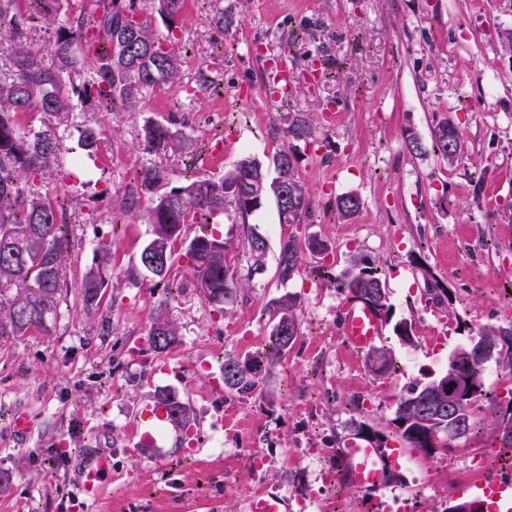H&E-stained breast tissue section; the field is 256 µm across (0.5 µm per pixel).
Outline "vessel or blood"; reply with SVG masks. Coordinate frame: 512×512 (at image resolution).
<instances>
[{
  "label": "vessel or blood",
  "mask_w": 512,
  "mask_h": 512,
  "mask_svg": "<svg viewBox=\"0 0 512 512\" xmlns=\"http://www.w3.org/2000/svg\"><path fill=\"white\" fill-rule=\"evenodd\" d=\"M267 68L274 96L285 98L291 94L300 77L289 68L285 56L268 59ZM338 333L347 347L361 352L375 345L384 334L379 315L362 301L348 300L343 306L338 323ZM170 423L169 409L160 401H151L137 418L138 447L143 451H160L164 431ZM342 461L340 479L354 489L360 499L375 501L387 497L390 491L388 455L383 449L361 438H351L338 448ZM112 473V454L97 448L88 449L81 458L74 488L85 503H93L100 496L104 483ZM483 498L492 512H507L512 507V481L508 479L484 483L474 491Z\"/></svg>",
  "instance_id": "vessel-or-blood-1"
}]
</instances>
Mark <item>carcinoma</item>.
Masks as SVG:
<instances>
[{"label":"carcinoma","mask_w":512,"mask_h":512,"mask_svg":"<svg viewBox=\"0 0 512 512\" xmlns=\"http://www.w3.org/2000/svg\"><path fill=\"white\" fill-rule=\"evenodd\" d=\"M183 7L184 0H110L88 14L77 0H0V28L8 26L9 37L0 53V293L13 292L0 307V337L22 338L48 330V324L58 319L63 298L71 291L84 310L93 312L101 307L108 288L109 249L98 246V263L75 284H69L63 274L64 258L71 248L67 208L60 195L39 190L46 173L69 162L63 136L48 119L73 112H134L141 108L147 90L161 84H182L185 60L173 33ZM149 8L160 16L167 34L148 24L145 10ZM41 22L53 26L51 64L46 63L35 43L34 34ZM28 112L45 117L42 128L23 125L21 115ZM185 128L174 119L165 124L146 122L142 128L143 150L150 155L190 153L193 141ZM74 129L78 147L92 157L102 141L99 127L83 120ZM286 137L304 142L314 138L310 123L301 113L288 115ZM430 137L428 146L410 133L405 148L415 156L433 152L450 164L464 152L460 132L446 120L433 125ZM297 162L292 146L287 145L266 162L245 156L222 175L197 176L172 188L167 167L155 161L145 164L139 184L125 192L129 211L139 209L144 199L148 202L145 217L150 238L139 254L136 271L164 281L174 278L176 245L186 236L187 225L200 224L202 229L186 245L194 284L211 306L222 311L234 304L243 285L224 259V239L216 236L209 224H218L225 217L246 224L270 196L280 213L295 201L296 217L292 222L306 223L312 214V201L298 174ZM243 171L260 178L251 190L239 184ZM361 208V198L354 193L336 197V214L342 220L352 219ZM267 247L266 238L250 229L243 248L253 265L263 262ZM304 249L320 255L329 252L328 246L314 237L302 244L289 240L279 264L281 282H288L298 270ZM336 288L350 298L365 301L372 297L373 308L384 314L385 321H391L385 274L372 258H355L352 268L336 278ZM425 296L426 302L436 305L451 301L448 289L438 282L427 286ZM298 305L297 295L292 293L267 303V344L254 352L224 356L226 392L253 394L258 380L269 375L286 356L300 333ZM393 332L404 344H414L411 322H396ZM147 341L155 353L163 355L180 339L177 328L158 316L150 326ZM505 346L512 352V320L470 330L467 343L456 347L449 358L464 370L484 373L489 363L484 350L499 351ZM365 365L379 379L389 377L395 369L391 354L382 347L366 351ZM438 381L437 377L415 384L400 394L392 434L354 418L349 423L352 435H371L380 445L393 438L400 447L415 448L431 457L450 450V428L461 426L465 438L474 434L484 402L496 415L497 424L512 417V400L502 403L484 380L477 382L472 394L461 398L453 411L443 410ZM155 398L166 403L173 425L191 426L193 411L175 390L160 389Z\"/></svg>","instance_id":"1"}]
</instances>
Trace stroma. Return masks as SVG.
I'll use <instances>...</instances> for the list:
<instances>
[{"label": "stroma", "mask_w": 512, "mask_h": 512, "mask_svg": "<svg viewBox=\"0 0 512 512\" xmlns=\"http://www.w3.org/2000/svg\"><path fill=\"white\" fill-rule=\"evenodd\" d=\"M228 21L215 31L210 19ZM186 54L184 85L148 91L136 112H95L110 128L107 167L84 160L68 194L69 281L94 262L97 245L111 253L109 285L98 311L64 301L50 332L0 338V512H71V476L85 448L112 451V476L86 512H246L260 493L284 497L291 512H357L353 490L324 487L335 470L334 448L364 416L390 431L396 400L413 383L443 374L449 354L470 329L512 319V0H187L176 31ZM288 57L304 69L320 55L325 77L274 98L260 57ZM335 126L322 123L327 105ZM301 112L316 129L299 145L298 172L309 189L310 223L284 224L266 200L247 224L224 220L227 262L246 276V291L219 311L192 281L173 288L134 267L149 237L144 219L124 213L123 198L139 180L146 120H189L196 143L194 171L219 175L244 155L282 149L278 130ZM448 119L466 150L454 163L435 154L410 155L407 134L429 140L435 120ZM362 200L358 215L338 220L337 196ZM256 227L268 243L264 270L249 273L241 241ZM312 236L324 241L328 274L303 254L288 282L278 278L283 244ZM367 255L386 275L394 320L414 325V345L393 330L381 341L397 371L376 380L363 354L337 332L347 297L333 279L354 257ZM439 279L449 306L427 303V281ZM298 295L300 336L260 392L243 398L214 388L224 356L264 347L267 302ZM179 329L171 352L154 353L146 340L156 315ZM162 387L177 389L194 411L190 431L167 430L162 457L134 451L137 411ZM34 427L15 435L16 412ZM476 436L449 455L421 459L405 448L393 459L396 494L413 512H443L457 492L433 491L449 465L468 463L475 445L498 451L496 417L480 414ZM199 453H187L189 442Z\"/></svg>", "instance_id": "35a3bbf8"}]
</instances>
